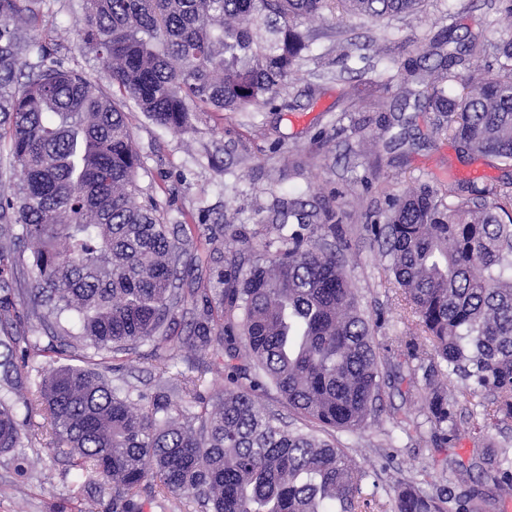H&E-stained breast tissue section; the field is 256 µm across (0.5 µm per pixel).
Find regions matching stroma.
<instances>
[{"label": "stroma", "instance_id": "obj_1", "mask_svg": "<svg viewBox=\"0 0 512 512\" xmlns=\"http://www.w3.org/2000/svg\"><path fill=\"white\" fill-rule=\"evenodd\" d=\"M81 15L82 0H48L45 33L66 67L111 93L100 63L77 35ZM312 27L310 52L272 103L201 114L187 131L175 133L147 119L132 100L121 99L142 160L137 184L142 197L158 201L164 223H181L206 208L210 221L244 226L259 241L280 199L342 213L336 246L360 308L385 319L375 334L385 360L405 331V319L389 282L388 257L360 230L366 216H380L390 200L416 183L490 189L512 178V167L487 157L460 158L452 140L435 139L437 116L423 107L427 88L395 80L394 73L419 60L422 49L448 31L461 42L487 45L484 55L468 58L470 71L495 69L493 51L512 41V22L490 10L487 0H424L408 15H340ZM358 90L373 92L375 101L365 111H349V96ZM379 407L378 418L368 419L359 432L336 435L338 446L375 480L378 498L390 500L397 481L421 470L428 489L447 485L464 491L453 466L478 469L483 442L464 435L444 450L431 438L411 439L395 430L392 417L423 415L424 404L409 383L387 381ZM22 454L28 478L21 496L15 457L0 454V512H50L53 504L82 497L85 479L70 469L64 454L39 445Z\"/></svg>", "mask_w": 512, "mask_h": 512}]
</instances>
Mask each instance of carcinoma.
<instances>
[{
	"label": "carcinoma",
	"instance_id": "1",
	"mask_svg": "<svg viewBox=\"0 0 512 512\" xmlns=\"http://www.w3.org/2000/svg\"><path fill=\"white\" fill-rule=\"evenodd\" d=\"M422 0H84L78 36L112 85L98 92L35 41L44 0H0V324L8 383L0 397V452L41 441L67 449L87 476L76 512H144L139 489L158 480L194 512H483L484 499L449 488L432 493L402 480L387 504L364 491L367 474L335 433H355L376 411L383 377L374 345L379 322L361 313L332 240L333 211L290 199L261 247L243 226L161 222L153 200L137 202L141 157L125 112L131 98L155 124L185 130L196 112L267 104L309 50L306 23L338 4L351 16H399ZM451 37L425 51L432 66L406 63L402 82L430 87L436 138L465 155L512 167V42L498 73L464 74ZM459 85L451 96L447 88ZM408 188L385 223L366 227L390 257L391 284L407 311L397 355L422 374L427 423L443 445L467 434L448 376L484 423L512 420V182L490 203L473 186ZM239 260L222 265L224 243ZM215 270L209 288H183L192 269ZM184 336L171 334L177 313ZM38 319L47 331L40 345ZM164 383L153 393L112 386L113 362L142 358ZM47 358L36 370L31 351ZM78 357L82 365L58 360ZM222 375L206 396L198 364ZM36 371L31 378L28 373ZM273 388L305 427L262 411ZM476 481L512 497V457Z\"/></svg>",
	"mask_w": 512,
	"mask_h": 512
}]
</instances>
